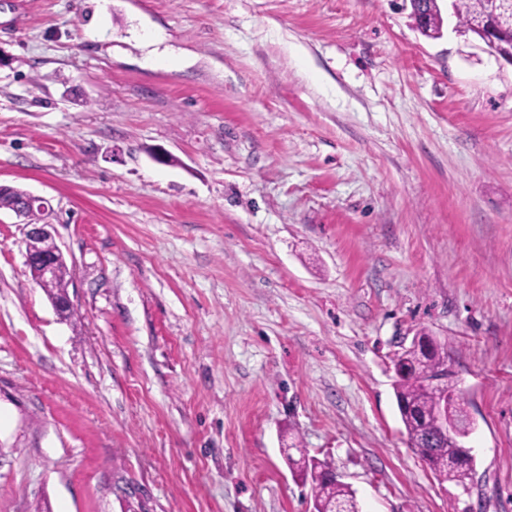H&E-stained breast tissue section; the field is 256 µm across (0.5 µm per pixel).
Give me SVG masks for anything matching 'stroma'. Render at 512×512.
<instances>
[{"label": "stroma", "instance_id": "obj_1", "mask_svg": "<svg viewBox=\"0 0 512 512\" xmlns=\"http://www.w3.org/2000/svg\"><path fill=\"white\" fill-rule=\"evenodd\" d=\"M0 0V512H512V65L403 0ZM443 344L466 486L392 360ZM437 1L432 0L425 3V8L422 11L425 17V30L417 28L424 36L433 39L441 36L443 26V18ZM22 192L12 187L3 189L0 192V206L14 210L22 198ZM45 209V200L42 197L26 192L23 205L21 208L15 209L14 212L19 216L29 219L26 224V227L30 228L26 231L25 236V258L33 280L40 288H47L51 298H61L67 294L70 282V272L65 260L61 264L62 270L60 274L51 283V288H48V284L53 280L56 267L63 258V254L56 243L51 253L44 252L53 249L54 243L51 240H46L40 244L44 251L36 245L41 240L52 238L50 230L52 225L32 222L36 220L37 216L42 215ZM444 358L441 354L428 355L412 342L409 348L397 354L393 360L395 366L407 370L404 376L395 377L394 393L408 438L417 447L412 448L413 451L425 461L440 482L464 485L471 478L473 469L469 465L457 464L460 448L448 444V441L457 440L455 431L448 428V424L454 423L460 431L466 433L471 423L464 408L463 394L461 392L456 395V386L448 376L454 375L456 379L447 359L438 376L432 380L448 387V418L443 419L441 430V422L434 417V412L447 398L446 391L443 388H433L427 383L435 369L442 366ZM435 434L437 435L433 442L437 448H433L430 441ZM440 459L447 462L439 463ZM288 460L292 469L303 481H308L309 472L314 469L327 474L324 480L312 486L315 512H361L355 493L348 485L336 479L329 461L305 454H302L299 460H294L292 457Z\"/></svg>", "mask_w": 512, "mask_h": 512}]
</instances>
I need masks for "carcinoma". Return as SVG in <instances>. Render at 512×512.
Segmentation results:
<instances>
[{"mask_svg":"<svg viewBox=\"0 0 512 512\" xmlns=\"http://www.w3.org/2000/svg\"><path fill=\"white\" fill-rule=\"evenodd\" d=\"M425 30L422 34L436 39L441 36L443 18L437 0H429L423 10ZM456 18L461 32L465 35H478L494 25L498 27V39L508 48L512 47V20L492 11L489 0H456ZM70 272L67 265L51 288L49 296L60 298L67 294ZM444 357L440 354H426L416 344L396 355L393 364L406 370L402 377L395 378L394 393L401 421L408 438L413 441L414 452L425 461L437 479L444 482L465 484L471 478L472 468L457 464L460 449L432 447L431 438L438 433L441 422L434 412L448 402V423L456 424L460 431L468 432L471 423L464 408L463 395L457 393L453 380H448V389L433 388L428 380L435 369L442 366ZM289 464L304 481L309 472L317 469L327 474L319 484L312 487L314 512H360L355 493L345 483L336 479L331 463L314 456L302 455L298 460L289 459Z\"/></svg>","mask_w":512,"mask_h":512,"instance_id":"obj_1","label":"carcinoma"}]
</instances>
